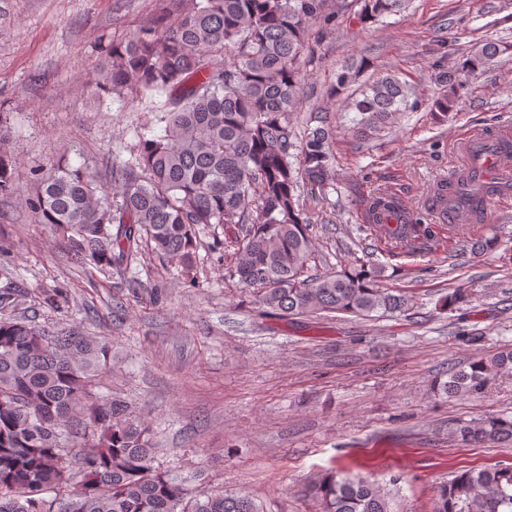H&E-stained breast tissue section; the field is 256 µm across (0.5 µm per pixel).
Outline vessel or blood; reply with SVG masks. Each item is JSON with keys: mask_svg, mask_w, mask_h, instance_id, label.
<instances>
[{"mask_svg": "<svg viewBox=\"0 0 512 512\" xmlns=\"http://www.w3.org/2000/svg\"><path fill=\"white\" fill-rule=\"evenodd\" d=\"M468 172L482 183L477 200L463 194L456 179L439 183L434 191L435 214L440 223L456 226L481 215L492 223L491 205L512 197V134L480 133L462 135Z\"/></svg>", "mask_w": 512, "mask_h": 512, "instance_id": "vessel-or-blood-1", "label": "vessel or blood"}]
</instances>
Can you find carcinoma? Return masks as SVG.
Wrapping results in <instances>:
<instances>
[{
    "label": "carcinoma",
    "instance_id": "1",
    "mask_svg": "<svg viewBox=\"0 0 512 512\" xmlns=\"http://www.w3.org/2000/svg\"><path fill=\"white\" fill-rule=\"evenodd\" d=\"M363 23L404 11L408 0H358ZM329 0H192L177 16L134 30L112 44L101 73L109 95L148 98L137 143L112 162L106 184L59 162L37 173L25 199L34 222L59 232L84 265L120 268L137 257L142 239L155 253L190 270L200 230L244 228L225 277L264 314L310 317L346 314L367 319L404 314L411 296L380 286L385 269L360 263L323 276L308 274L314 243L303 216L301 189L324 197L331 187L330 128L307 129L293 141L290 115L302 103L308 22L328 25ZM506 47L490 42L460 67L441 69L446 88L431 103L432 119L448 121L458 91L487 70ZM351 65L336 74V97L356 80ZM397 76L377 79L353 103L352 132L369 140L410 107ZM163 124L162 133L154 126ZM10 113L0 107V196L12 192L17 153ZM402 210L395 197L371 211L390 243L414 252L430 234L407 221L391 228L384 215ZM504 233L472 244L503 245ZM110 347L75 330L50 335L23 318L0 317V512H263L245 491L190 493L155 465L157 448L145 421L121 401L97 400L98 372ZM512 372V349L477 354L450 369L433 391L477 397L490 380ZM460 446L512 447V415L448 421ZM320 512H396L386 486L330 472L305 489ZM432 512H512V467L468 469L436 490Z\"/></svg>",
    "mask_w": 512,
    "mask_h": 512
}]
</instances>
